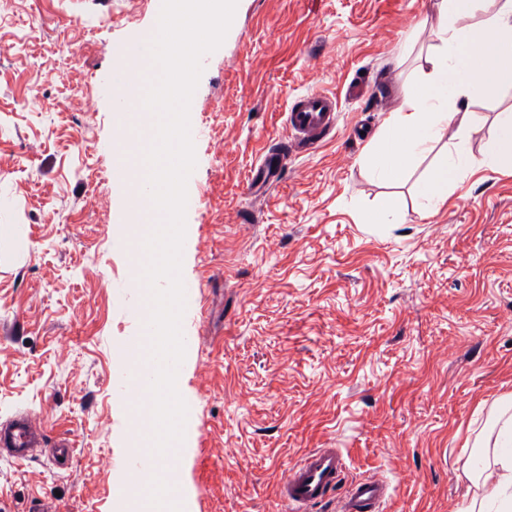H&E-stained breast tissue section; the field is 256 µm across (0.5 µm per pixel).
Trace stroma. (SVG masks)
<instances>
[{
  "label": "stroma",
  "instance_id": "1",
  "mask_svg": "<svg viewBox=\"0 0 512 512\" xmlns=\"http://www.w3.org/2000/svg\"><path fill=\"white\" fill-rule=\"evenodd\" d=\"M154 0H0V420L26 410L47 446L0 458V504L116 512L141 459L146 397L126 386L144 298L131 285L141 224L113 175L112 72L148 30ZM435 0H238L202 60L187 184L179 386L190 449L164 459L183 512H283L305 453L339 448L347 478L390 481L385 512H467L474 445L512 394V171L485 168L512 87L470 102L396 184L368 146L437 40ZM335 94L336 129L289 155L275 188L252 183L287 141L300 96ZM473 169L427 212L418 184L444 153ZM405 205L378 217L384 198Z\"/></svg>",
  "mask_w": 512,
  "mask_h": 512
}]
</instances>
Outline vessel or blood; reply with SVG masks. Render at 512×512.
<instances>
[{
  "mask_svg": "<svg viewBox=\"0 0 512 512\" xmlns=\"http://www.w3.org/2000/svg\"><path fill=\"white\" fill-rule=\"evenodd\" d=\"M335 95L312 92L296 99L286 118L290 145L310 152L336 129ZM45 434L29 413L20 412L0 423V457L24 462L41 452ZM347 462L337 448H316L292 466L280 485L288 512H311L336 490L343 488L342 512H384L391 495L386 480L372 476L345 481Z\"/></svg>",
  "mask_w": 512,
  "mask_h": 512,
  "instance_id": "1",
  "label": "vessel or blood"
}]
</instances>
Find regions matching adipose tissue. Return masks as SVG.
<instances>
[{"label": "adipose tissue", "instance_id": "obj_1", "mask_svg": "<svg viewBox=\"0 0 512 512\" xmlns=\"http://www.w3.org/2000/svg\"><path fill=\"white\" fill-rule=\"evenodd\" d=\"M434 34L437 45L427 59V71L372 141L369 167L379 180H398L456 127L470 101L512 83V0H438ZM469 167L464 152L443 157L419 189L428 211H437L447 201L449 187ZM500 405L494 468L469 512L491 507L512 512V394L502 396Z\"/></svg>", "mask_w": 512, "mask_h": 512}]
</instances>
